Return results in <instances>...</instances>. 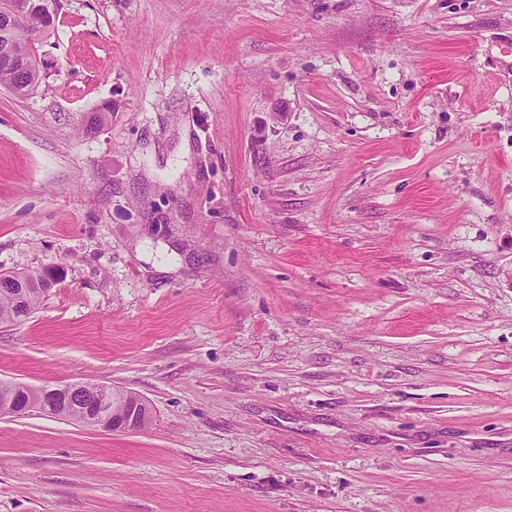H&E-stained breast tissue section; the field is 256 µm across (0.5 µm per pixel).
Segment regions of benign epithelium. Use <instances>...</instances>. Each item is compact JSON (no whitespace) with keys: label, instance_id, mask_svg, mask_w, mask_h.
Masks as SVG:
<instances>
[{"label":"benign epithelium","instance_id":"benign-epithelium-1","mask_svg":"<svg viewBox=\"0 0 512 512\" xmlns=\"http://www.w3.org/2000/svg\"><path fill=\"white\" fill-rule=\"evenodd\" d=\"M40 10L53 15L57 11L54 0H0V30L5 38L0 42V68L11 72L14 82L8 85L18 97L34 93L38 82L29 74L40 67L37 46L44 42V33L31 35L34 44L31 53L19 56L14 41L25 19ZM75 410L80 423L107 432H129L145 427L152 419V410L143 397L133 391L112 393V400L104 398L102 388L92 389L79 382L35 387L23 383L0 385V414L26 415L40 410L54 413Z\"/></svg>","mask_w":512,"mask_h":512}]
</instances>
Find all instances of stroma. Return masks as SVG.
<instances>
[{"instance_id":"obj_1","label":"stroma","mask_w":512,"mask_h":512,"mask_svg":"<svg viewBox=\"0 0 512 512\" xmlns=\"http://www.w3.org/2000/svg\"><path fill=\"white\" fill-rule=\"evenodd\" d=\"M0 87V512H512V0H59ZM112 112L86 127L103 105ZM24 288H21V291L13 294H5L0 291V321L2 320H19L17 317L18 306L16 304L17 298L18 302L24 301L23 295ZM16 297V298H15ZM41 294L32 293L30 294L24 301V306L27 312V315L32 312L35 306L42 299ZM112 407L97 389L79 382L35 387L23 383L0 385V414L26 415L40 410L46 413L75 410L80 423L107 432H129L145 427L152 419V410L143 397L133 391L112 393Z\"/></svg>"}]
</instances>
